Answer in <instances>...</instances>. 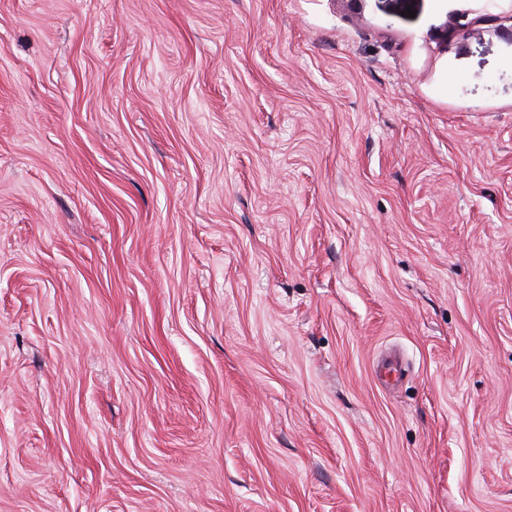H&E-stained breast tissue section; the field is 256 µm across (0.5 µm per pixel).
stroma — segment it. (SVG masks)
<instances>
[{
  "label": "stroma",
  "mask_w": 512,
  "mask_h": 512,
  "mask_svg": "<svg viewBox=\"0 0 512 512\" xmlns=\"http://www.w3.org/2000/svg\"><path fill=\"white\" fill-rule=\"evenodd\" d=\"M0 512H512V0H0Z\"/></svg>",
  "instance_id": "stroma-1"
}]
</instances>
